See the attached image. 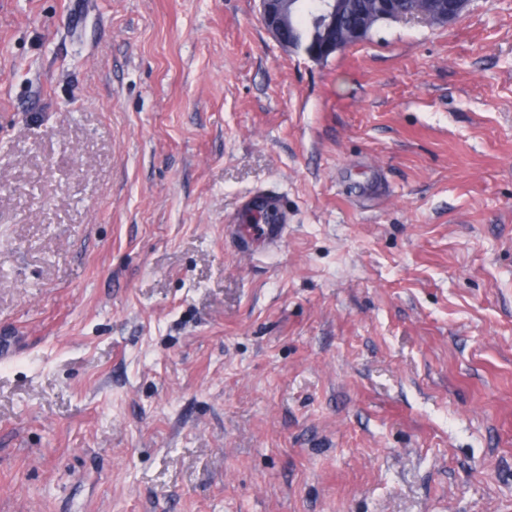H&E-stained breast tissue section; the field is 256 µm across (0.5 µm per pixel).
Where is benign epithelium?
<instances>
[{
  "label": "benign epithelium",
  "instance_id": "7a95c632",
  "mask_svg": "<svg viewBox=\"0 0 512 512\" xmlns=\"http://www.w3.org/2000/svg\"><path fill=\"white\" fill-rule=\"evenodd\" d=\"M302 4V0H260L261 20L268 33L283 48L299 50L315 61H323L342 50L337 32L346 19L343 0H319L312 23L321 27L323 39L308 42L293 26L290 20L294 5ZM469 5V0H428L422 6L416 2L403 14L393 11V0H359L358 12L373 8L382 19L393 21L437 19L449 24L458 19V13Z\"/></svg>",
  "mask_w": 512,
  "mask_h": 512
}]
</instances>
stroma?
<instances>
[{"label": "stroma", "mask_w": 512, "mask_h": 512, "mask_svg": "<svg viewBox=\"0 0 512 512\" xmlns=\"http://www.w3.org/2000/svg\"><path fill=\"white\" fill-rule=\"evenodd\" d=\"M4 338L0 512H512V0H0ZM345 0H320L312 17V23L321 27L323 39L308 42L293 26L290 20L291 10L298 4L302 9V0H260L261 20L268 33L283 48L299 50L315 61H323L342 50L337 32L347 17ZM359 1L356 6L358 12L362 15L364 13V7L368 9L376 10L377 15L382 19L393 20V21H407V20H425L430 21L431 19H437L444 24L454 22L459 18L456 16L468 7V0H427V6H421L420 2H415L412 8L403 14H396L393 11V1L395 0H352ZM467 9V8H466ZM436 14H434V12ZM251 217L258 225L245 230L241 238L237 237L241 251L275 248L283 241L288 232V211L278 197L262 192L245 195L238 219L246 221Z\"/></svg>", "instance_id": "obj_1"}]
</instances>
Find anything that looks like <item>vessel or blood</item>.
<instances>
[{
    "label": "vessel or blood",
    "instance_id": "vessel-or-blood-1",
    "mask_svg": "<svg viewBox=\"0 0 512 512\" xmlns=\"http://www.w3.org/2000/svg\"><path fill=\"white\" fill-rule=\"evenodd\" d=\"M240 220L255 219L256 227L243 232L238 243L241 250L255 251L277 247L288 232V212L278 197L253 192L243 197Z\"/></svg>",
    "mask_w": 512,
    "mask_h": 512
}]
</instances>
